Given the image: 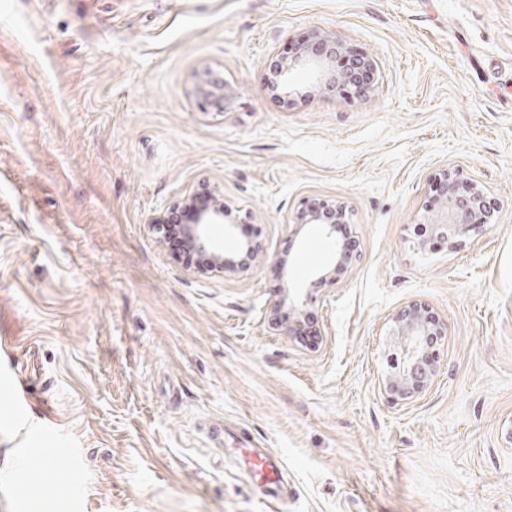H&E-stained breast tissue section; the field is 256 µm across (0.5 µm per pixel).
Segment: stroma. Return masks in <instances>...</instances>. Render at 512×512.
Wrapping results in <instances>:
<instances>
[{
	"instance_id": "stroma-1",
	"label": "stroma",
	"mask_w": 512,
	"mask_h": 512,
	"mask_svg": "<svg viewBox=\"0 0 512 512\" xmlns=\"http://www.w3.org/2000/svg\"><path fill=\"white\" fill-rule=\"evenodd\" d=\"M327 34L362 97L272 57ZM232 87L204 104L199 77ZM494 211L416 247L442 168ZM218 188L242 273L175 261L151 224ZM347 207L357 257L302 209ZM309 287L311 333L277 321ZM444 336L392 402V317ZM278 455L271 505L239 433ZM512 0H0V512H512Z\"/></svg>"
}]
</instances>
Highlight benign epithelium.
<instances>
[{"label": "benign epithelium", "instance_id": "1", "mask_svg": "<svg viewBox=\"0 0 512 512\" xmlns=\"http://www.w3.org/2000/svg\"><path fill=\"white\" fill-rule=\"evenodd\" d=\"M340 46L333 39L322 38L317 44L304 49L290 60H284L273 73V85L285 95L291 94V76L298 67L310 70L316 83L324 89H332L337 84L352 85L355 92L365 91L367 76L374 70L372 61L360 58L352 69L341 76H336L328 68V60L335 58ZM197 94L216 108L223 107V102L233 96V91L214 82L209 87L197 86ZM434 193L438 208L431 221L433 232L446 239L449 244L479 224H488L492 217L490 206L484 194L476 185L460 179L455 172L442 170L436 177ZM213 198L211 207L198 211L195 222L188 225L187 236L197 249L208 254L215 267L236 270L237 264L224 257L218 249L210 228L214 224H224V194L214 188L208 192ZM326 214L336 218L328 224L323 214L316 209L305 210L300 223L310 224L326 237L336 234L338 225L343 223L346 209L342 206H327ZM443 335L439 321L431 311L421 303L406 306L393 318L392 333L394 344L402 352L398 371L383 383L384 390L395 400H409L425 393L439 372V365L434 360L429 337Z\"/></svg>", "mask_w": 512, "mask_h": 512}]
</instances>
